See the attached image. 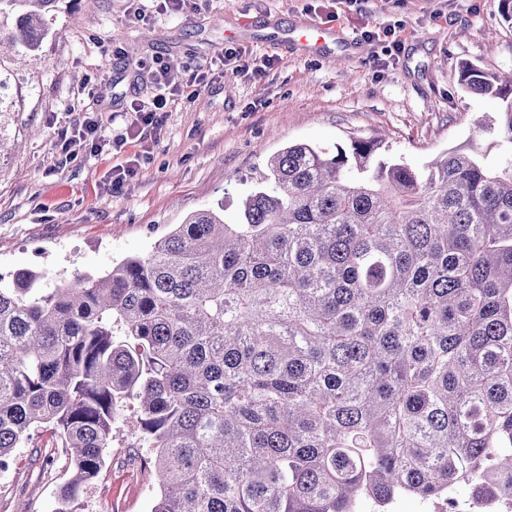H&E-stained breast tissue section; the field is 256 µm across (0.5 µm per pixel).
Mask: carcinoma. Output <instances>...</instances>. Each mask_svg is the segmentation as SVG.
<instances>
[{"label":"carcinoma","mask_w":512,"mask_h":512,"mask_svg":"<svg viewBox=\"0 0 512 512\" xmlns=\"http://www.w3.org/2000/svg\"><path fill=\"white\" fill-rule=\"evenodd\" d=\"M54 3L0 0L8 42L36 48ZM461 84L501 101L512 148V74L466 63ZM381 148L285 147L235 222L221 197L102 275H0V470L49 433L67 512L129 424L151 512L512 497V153Z\"/></svg>","instance_id":"cac0c4a2"}]
</instances>
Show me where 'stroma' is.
<instances>
[{"label":"stroma","instance_id":"35a3bbf8","mask_svg":"<svg viewBox=\"0 0 512 512\" xmlns=\"http://www.w3.org/2000/svg\"><path fill=\"white\" fill-rule=\"evenodd\" d=\"M306 20L335 29L334 56L297 46ZM387 26L402 41L391 56L363 37ZM227 46L277 63L258 82L214 77L172 102L150 137L129 142L132 103L155 94L156 57L177 61L171 80L186 89ZM466 62L512 70V23L499 0H362L337 15L329 0H187L176 14L159 0H56L37 50L0 54V138L15 145L0 155V274L37 270L52 288L146 254L219 197L233 217L254 168L290 144L379 137L388 156L418 166L456 147L496 164L499 103L462 88ZM88 113L109 147L65 157L61 131ZM133 158L134 173L113 193V167ZM48 440L36 433L0 472V512H55L69 471L62 458L42 469L33 448ZM138 441L123 430L71 512H150L159 479L133 459Z\"/></svg>","mask_w":512,"mask_h":512}]
</instances>
